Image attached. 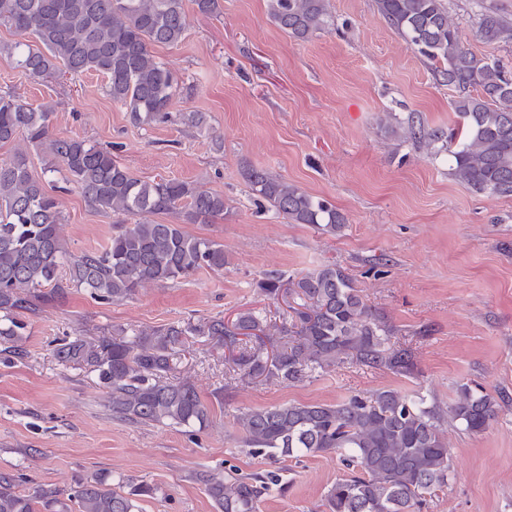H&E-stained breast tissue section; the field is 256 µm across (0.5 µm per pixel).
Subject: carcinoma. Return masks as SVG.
I'll return each instance as SVG.
<instances>
[{
  "label": "carcinoma",
  "mask_w": 512,
  "mask_h": 512,
  "mask_svg": "<svg viewBox=\"0 0 512 512\" xmlns=\"http://www.w3.org/2000/svg\"><path fill=\"white\" fill-rule=\"evenodd\" d=\"M385 22L431 63L458 92V126L448 137L409 117L393 133L419 146L440 144L451 176L477 194L512 198V77L497 61L474 54L459 38L445 0H376ZM269 17L289 37L305 41L328 23L327 0H269ZM31 35L3 45L30 77L60 69L94 72L112 100L141 124L164 122L178 80L153 55L156 45L180 43L188 28L186 0H0V26ZM479 37L512 45V24L493 10L477 21ZM51 111L0 94V144L24 142L55 160L61 175L93 208L118 215L181 214L190 224L224 215V196L197 184L162 178L143 181L111 152L79 137L50 136ZM246 179L259 210L273 208L296 224L334 236L345 217L326 199L265 169ZM55 199L31 171L27 152L0 159V341L15 345L20 316L56 301L70 288L122 301L146 284L175 282L227 264L224 245L187 234L179 224L147 219L116 224L101 251L69 256L60 240ZM69 273H62L63 267ZM287 311L280 322L245 309L233 318L168 324L57 348L97 374L112 398V414L143 424L202 427L209 408L188 382L170 374L189 339L206 338L224 349V364L240 382H301L318 369L354 359L374 369L410 374L414 353L388 347L391 327L370 306L345 268L328 263L288 279L269 272L258 282ZM502 398L461 385L448 408L391 389L351 395L336 404H279L235 416L241 443L253 454H336L347 475L328 489V512H423L427 498L448 485L450 459L442 426L451 421L472 434L497 418ZM218 512H255L267 489L260 477H199ZM156 493L142 482L114 486L104 476L76 481L67 498L38 486L17 490L0 474V512H139L138 501Z\"/></svg>",
  "instance_id": "obj_1"
}]
</instances>
